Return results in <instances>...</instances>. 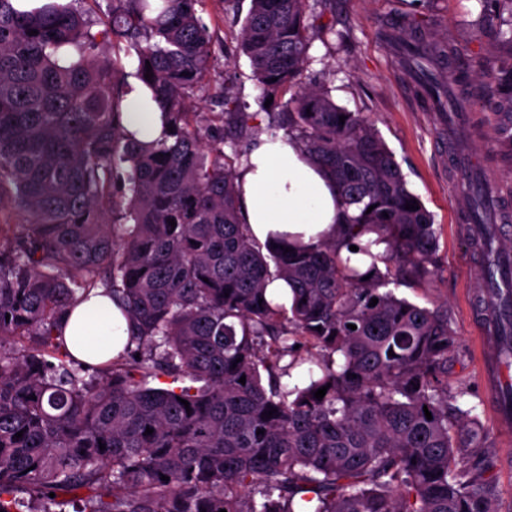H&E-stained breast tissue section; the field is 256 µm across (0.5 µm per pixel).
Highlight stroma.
I'll list each match as a JSON object with an SVG mask.
<instances>
[{
  "mask_svg": "<svg viewBox=\"0 0 512 512\" xmlns=\"http://www.w3.org/2000/svg\"><path fill=\"white\" fill-rule=\"evenodd\" d=\"M251 0H203L198 14L212 38L211 91L192 99L196 112H218L212 90L236 97L255 123L267 129L280 101H267L252 76L237 35ZM417 12L428 29L447 33L456 48L457 70L467 72L473 97H480L490 75L507 63L498 29L483 25L479 0H332L322 24L332 32L313 38L312 62L303 79L308 87L326 89L337 105L363 113L393 152L409 189L430 212L438 230V265L425 287L397 288L398 296L428 305H447L456 347L448 364L452 391L463 392L476 407L477 424L490 449H467L468 458L489 456L496 491L493 512H512V430L499 428L491 412V395L481 366L482 314L469 310V299L482 294L485 267L477 252L467 250L460 228L467 213V192L453 161L455 140L442 115L416 93L412 78L389 52L382 37L387 18ZM466 155L502 204L512 205V158L499 151L487 112L474 108L466 126Z\"/></svg>",
  "mask_w": 512,
  "mask_h": 512,
  "instance_id": "obj_1",
  "label": "stroma"
}]
</instances>
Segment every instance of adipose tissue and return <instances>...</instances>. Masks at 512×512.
Wrapping results in <instances>:
<instances>
[{
    "mask_svg": "<svg viewBox=\"0 0 512 512\" xmlns=\"http://www.w3.org/2000/svg\"><path fill=\"white\" fill-rule=\"evenodd\" d=\"M122 123L146 144L167 133L151 91L139 82L123 103ZM237 183L241 221L253 241L262 245L298 242L314 248L335 238L342 215L333 182L293 137H261L243 157ZM61 331L76 359L99 364L123 351L130 319L100 288L67 310Z\"/></svg>",
    "mask_w": 512,
    "mask_h": 512,
    "instance_id": "1",
    "label": "adipose tissue"
}]
</instances>
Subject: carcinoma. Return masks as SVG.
Returning <instances> with one entry per match:
<instances>
[{"mask_svg": "<svg viewBox=\"0 0 512 512\" xmlns=\"http://www.w3.org/2000/svg\"><path fill=\"white\" fill-rule=\"evenodd\" d=\"M89 2L21 12L0 0V512L77 500L73 512H492L489 468L460 457L485 437L476 406L448 391V310L388 289L428 283L437 229L374 126L302 88L316 5L330 0H252L238 34L267 96H288L281 126L345 215L338 239L287 251L239 220L243 153L224 140L255 131L254 115L228 96L221 112L188 108L209 86L202 0H111L108 21ZM483 2L490 25L512 16V0ZM424 27L410 15L384 32L393 56L412 74L440 70L445 93L467 84L454 45ZM111 35L134 72L100 51ZM130 76L173 127L154 144L121 123ZM482 109L512 155V65ZM371 231L384 254L361 244ZM352 245L372 259L367 280L342 256ZM273 278L291 287L288 305L267 297ZM99 287L134 331L121 357L85 367L59 322ZM495 294L509 320L497 355L512 367V287ZM303 344L319 372L288 390Z\"/></svg>", "mask_w": 512, "mask_h": 512, "instance_id": "1", "label": "carcinoma"}]
</instances>
